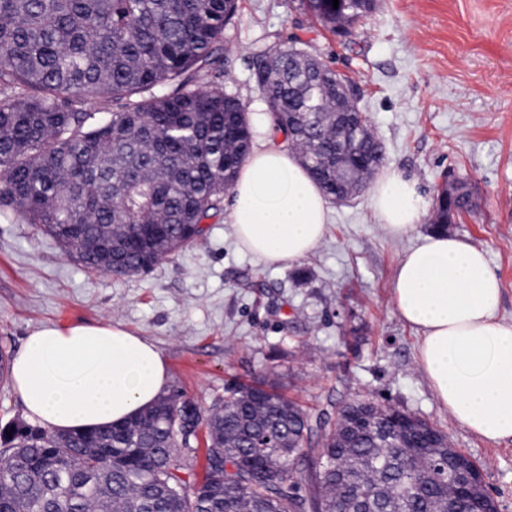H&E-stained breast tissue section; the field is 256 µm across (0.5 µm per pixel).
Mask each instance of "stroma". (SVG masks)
<instances>
[{"label": "stroma", "mask_w": 512, "mask_h": 512, "mask_svg": "<svg viewBox=\"0 0 512 512\" xmlns=\"http://www.w3.org/2000/svg\"><path fill=\"white\" fill-rule=\"evenodd\" d=\"M293 38L360 84V106L386 164L416 181L424 209L447 175L467 181L477 207L448 231L484 250L512 320V0H377L363 26L334 35L303 0H241L224 32V80L270 135L250 78L258 43ZM393 236L369 192L330 206L321 245L265 265L239 251L233 228L208 221L198 244L144 275L87 272L33 225L0 211V350L13 355L45 324L114 322L151 342L168 392L202 409L262 379L309 412L369 399L415 414L478 465L499 512H512V441L494 444L456 423L415 362L419 333L391 286L404 251L428 235Z\"/></svg>", "instance_id": "stroma-1"}]
</instances>
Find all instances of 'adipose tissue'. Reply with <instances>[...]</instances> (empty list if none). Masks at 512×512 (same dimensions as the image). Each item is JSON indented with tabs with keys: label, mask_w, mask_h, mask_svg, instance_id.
Listing matches in <instances>:
<instances>
[{
	"label": "adipose tissue",
	"mask_w": 512,
	"mask_h": 512,
	"mask_svg": "<svg viewBox=\"0 0 512 512\" xmlns=\"http://www.w3.org/2000/svg\"><path fill=\"white\" fill-rule=\"evenodd\" d=\"M224 217L237 247L268 263L314 252L328 201L295 154L263 145L241 167ZM371 207L394 236L424 216L415 183L385 170ZM399 316L420 333L417 363L437 400L480 438L512 441V321L499 315L501 284L483 250L435 233L402 256L392 284ZM11 379L31 419L55 432L128 420L166 390L158 349L121 324L44 325L16 353Z\"/></svg>",
	"instance_id": "adipose-tissue-1"
}]
</instances>
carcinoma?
I'll use <instances>...</instances> for the list:
<instances>
[{"instance_id": "cac0c4a2", "label": "carcinoma", "mask_w": 512, "mask_h": 512, "mask_svg": "<svg viewBox=\"0 0 512 512\" xmlns=\"http://www.w3.org/2000/svg\"><path fill=\"white\" fill-rule=\"evenodd\" d=\"M240 0H0V210H13L87 270L150 271L203 235L250 154L248 107L224 84V30ZM346 35L375 0H306ZM273 133L328 199L336 180L338 73L301 40L257 54ZM363 133L344 155L359 179L385 161ZM470 209L436 195L430 231ZM186 401L162 396L121 425L3 437L0 512H479L448 479V439L404 410L354 401L311 418L270 384H239L206 417L202 479L181 454ZM317 437L305 477L291 459Z\"/></svg>"}]
</instances>
